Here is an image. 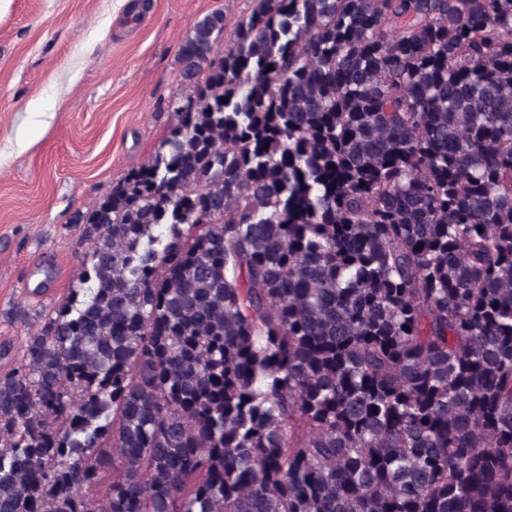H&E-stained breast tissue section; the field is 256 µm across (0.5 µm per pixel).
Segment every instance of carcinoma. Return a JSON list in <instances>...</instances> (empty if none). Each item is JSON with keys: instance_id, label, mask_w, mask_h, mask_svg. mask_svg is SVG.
<instances>
[{"instance_id": "obj_1", "label": "carcinoma", "mask_w": 512, "mask_h": 512, "mask_svg": "<svg viewBox=\"0 0 512 512\" xmlns=\"http://www.w3.org/2000/svg\"><path fill=\"white\" fill-rule=\"evenodd\" d=\"M180 47L0 376V512H512V0H259Z\"/></svg>"}]
</instances>
